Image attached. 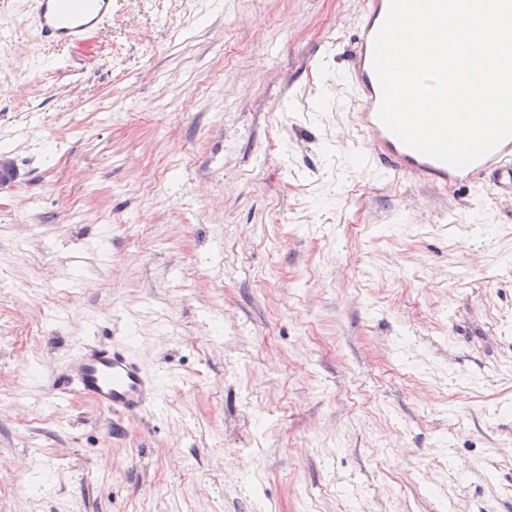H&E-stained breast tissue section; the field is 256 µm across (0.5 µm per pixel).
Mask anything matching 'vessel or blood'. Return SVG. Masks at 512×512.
<instances>
[{"instance_id": "b4317fda", "label": "vessel or blood", "mask_w": 512, "mask_h": 512, "mask_svg": "<svg viewBox=\"0 0 512 512\" xmlns=\"http://www.w3.org/2000/svg\"><path fill=\"white\" fill-rule=\"evenodd\" d=\"M39 39L78 46L112 15V0H35ZM364 21L357 37L347 82L357 103L355 119L370 153L387 158L406 177L441 188L487 179L492 192L512 195V139L463 169L427 157L395 137L378 118L381 92L371 66L373 38L390 0H364ZM70 371L79 391L100 409L126 416L151 411L160 400V380L146 370L124 339L109 344L89 340L73 351Z\"/></svg>"}]
</instances>
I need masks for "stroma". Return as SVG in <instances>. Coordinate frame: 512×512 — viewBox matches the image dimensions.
Returning a JSON list of instances; mask_svg holds the SVG:
<instances>
[{
  "label": "stroma",
  "mask_w": 512,
  "mask_h": 512,
  "mask_svg": "<svg viewBox=\"0 0 512 512\" xmlns=\"http://www.w3.org/2000/svg\"><path fill=\"white\" fill-rule=\"evenodd\" d=\"M361 0H0V512H512V196L363 164ZM130 338L139 418L64 385ZM35 31L40 40L78 46L112 16V0H36Z\"/></svg>",
  "instance_id": "stroma-1"
}]
</instances>
